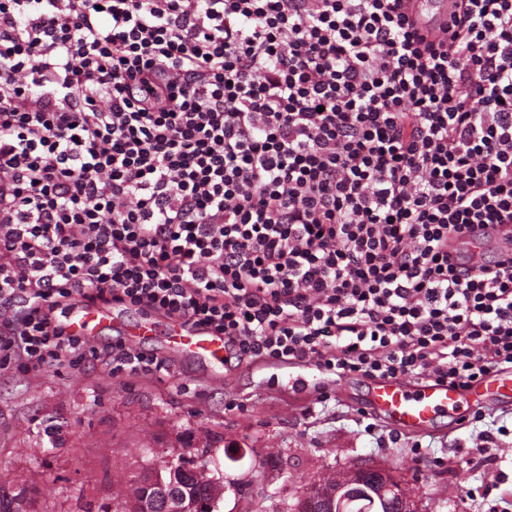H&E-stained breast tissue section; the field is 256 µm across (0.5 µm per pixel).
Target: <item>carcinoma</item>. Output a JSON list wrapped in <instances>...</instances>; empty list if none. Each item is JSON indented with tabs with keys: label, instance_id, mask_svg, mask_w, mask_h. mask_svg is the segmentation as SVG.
<instances>
[{
	"label": "carcinoma",
	"instance_id": "cac0c4a2",
	"mask_svg": "<svg viewBox=\"0 0 512 512\" xmlns=\"http://www.w3.org/2000/svg\"><path fill=\"white\" fill-rule=\"evenodd\" d=\"M184 467L173 471L147 470L138 479L129 483L124 497L115 507L104 505L101 512H169L168 489L171 485L180 487L187 498L189 512H216L223 493V482L208 469L206 461L183 459ZM335 482L327 478L310 484L298 499L295 512H312L317 503L319 490ZM325 512H399L400 502L390 495L382 496L374 487L366 484L360 489L340 493L334 501L321 504Z\"/></svg>",
	"mask_w": 512,
	"mask_h": 512
}]
</instances>
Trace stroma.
I'll return each mask as SVG.
<instances>
[{
    "label": "stroma",
    "instance_id": "obj_1",
    "mask_svg": "<svg viewBox=\"0 0 512 512\" xmlns=\"http://www.w3.org/2000/svg\"><path fill=\"white\" fill-rule=\"evenodd\" d=\"M110 311L112 322L86 339L98 354L89 364L0 370V496L18 499L21 512H100L126 481L183 453L222 475L218 512H290L310 482L365 464L400 477L418 512H512V399L484 404L483 422L464 407L408 435L365 410L361 376L236 359L218 369L174 349L169 319L118 304ZM149 320L156 330L141 347L164 370L113 372V344ZM298 375L306 387L292 384ZM486 431L493 443H484ZM482 446L492 465L474 456ZM494 480L500 487L488 499L466 498V487Z\"/></svg>",
    "mask_w": 512,
    "mask_h": 512
}]
</instances>
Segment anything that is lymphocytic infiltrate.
I'll return each instance as SVG.
<instances>
[{
    "instance_id": "f902f5d3",
    "label": "lymphocytic infiltrate",
    "mask_w": 512,
    "mask_h": 512,
    "mask_svg": "<svg viewBox=\"0 0 512 512\" xmlns=\"http://www.w3.org/2000/svg\"><path fill=\"white\" fill-rule=\"evenodd\" d=\"M0 0V367L73 296L228 354L464 387L512 368V0ZM453 5L446 0H414L407 4V14L421 30L438 31L451 22ZM499 227L497 224H483L467 233L463 238L464 244H460L456 239L448 241V252L453 256L456 252H461L467 257L477 260L487 250L489 241L498 236Z\"/></svg>"
}]
</instances>
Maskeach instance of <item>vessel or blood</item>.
<instances>
[{"instance_id": "1", "label": "vessel or blood", "mask_w": 512, "mask_h": 512, "mask_svg": "<svg viewBox=\"0 0 512 512\" xmlns=\"http://www.w3.org/2000/svg\"><path fill=\"white\" fill-rule=\"evenodd\" d=\"M407 14L416 28L436 31L450 23L453 5L451 0H409ZM498 233L499 228L494 224L475 227L463 240H449L448 250L479 259ZM110 320V313L104 309L82 307L71 314L69 329L74 335L86 336ZM170 335L180 352L205 358L217 366L223 364V337L206 330L189 332L177 322L172 323ZM466 394L472 395L479 403L512 396V372L491 373L466 390L432 382L376 380L371 385L369 406L375 414L401 431L421 432L427 430L438 415L454 411Z\"/></svg>"}]
</instances>
